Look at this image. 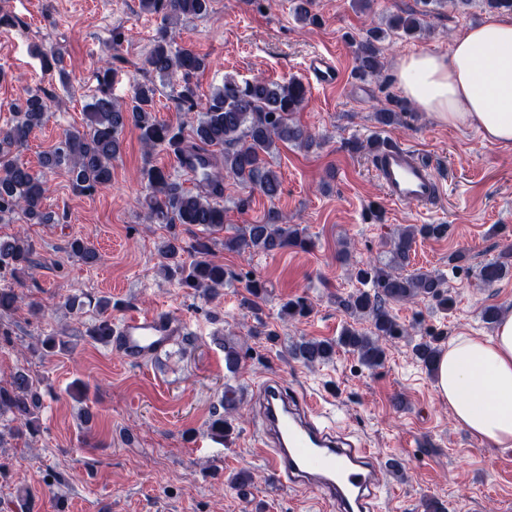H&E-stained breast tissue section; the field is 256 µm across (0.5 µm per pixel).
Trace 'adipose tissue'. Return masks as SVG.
<instances>
[{
  "label": "adipose tissue",
  "instance_id": "obj_1",
  "mask_svg": "<svg viewBox=\"0 0 512 512\" xmlns=\"http://www.w3.org/2000/svg\"><path fill=\"white\" fill-rule=\"evenodd\" d=\"M409 101L455 128L512 145V18L489 15L456 37L449 52L401 58ZM436 390L457 424L495 448H512V313L490 336L462 334L440 357Z\"/></svg>",
  "mask_w": 512,
  "mask_h": 512
}]
</instances>
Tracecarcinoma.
Wrapping results in <instances>:
<instances>
[{
    "instance_id": "cac0c4a2",
    "label": "carcinoma",
    "mask_w": 512,
    "mask_h": 512,
    "mask_svg": "<svg viewBox=\"0 0 512 512\" xmlns=\"http://www.w3.org/2000/svg\"><path fill=\"white\" fill-rule=\"evenodd\" d=\"M450 2L458 10L466 11L474 3L488 13L512 15V0H423L424 4L441 5ZM294 17L303 24H316L312 13L314 0H294ZM143 12H165L168 19L198 18L207 14L210 0H139ZM426 13L411 12L394 15L387 29L374 26L359 40L351 41L355 69L363 77H376L381 70L380 47L390 33L415 36L423 29ZM174 40L167 29L160 30L146 59L148 70L161 81L179 78L173 88V100L178 111L197 113L191 133L185 134L184 124L173 125L158 119L154 81L137 84L128 102L118 103L112 97L116 71L110 67L98 73V88L87 105L86 130L67 132L58 144L42 158V167H65L73 188L92 194L112 181V161L121 153V135L126 126L139 131V137L149 153L158 148L169 151L177 163L187 170L196 183L197 191L184 189L171 179L169 171L150 164L142 177L147 189L146 203L150 215L172 229L164 237L158 252L164 260L167 276L179 284L208 295L229 282L224 265L210 258L207 242L197 240L191 245L197 258L189 265L183 261L185 247L179 234L173 231L178 224L201 226L213 233L224 228V179L231 178L239 185L258 191L272 200L281 192L282 181L272 160L279 144L293 143L310 148L315 136L295 121L307 100V89L298 79L284 82L263 77L238 82L225 78L224 83L212 89L201 99L192 77L205 70L206 57L187 47H173ZM48 71H58L59 83L70 88L69 74L62 66L61 53L33 45ZM54 95L30 93L18 108L12 124L0 127V221L16 215L24 216L33 224H42L47 215L42 210L45 192L42 178L12 156V149L24 146L32 131L41 126ZM448 231L445 224L408 225L390 242V257L385 263H368L357 267L354 277L365 289H359L338 299V305L356 320H367L370 328L353 325L343 329L337 340L303 339L296 343L293 353L307 366L324 363L341 346L358 354L368 368L381 366L385 360L382 342L407 334V329L391 313L393 303L428 300L443 312L453 309L455 299L445 286L440 273H404L409 264L417 238H441ZM314 242L306 229L298 224H246L233 235L224 237V250L235 253L262 252L274 254L288 248L309 250ZM72 254L88 265L99 260L96 248L76 238L69 245ZM35 245L25 236L0 240V274L16 276L19 270L33 263ZM512 268V249L483 264L478 279L485 286L500 281ZM310 313V304L303 298L291 299L281 306V317L297 321ZM111 321L104 319L86 330L94 341L109 343L112 337ZM438 338L430 337L414 346V354L422 365L434 370L440 355ZM243 355L238 346L224 342V366L230 373L238 371ZM39 380L28 370L16 372L11 381L0 386V415H12L18 423L17 431L39 433L37 409L40 397ZM237 411L233 393L224 392V401L212 408L208 428L212 435L225 441L232 430L231 418Z\"/></svg>"
}]
</instances>
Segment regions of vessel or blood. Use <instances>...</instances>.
Instances as JSON below:
<instances>
[{
	"label": "vessel or blood",
	"instance_id": "1",
	"mask_svg": "<svg viewBox=\"0 0 512 512\" xmlns=\"http://www.w3.org/2000/svg\"><path fill=\"white\" fill-rule=\"evenodd\" d=\"M338 77L334 60L325 55H314L306 64L310 84L329 87ZM372 166L393 202L427 206L440 195L441 184L434 172L402 145H391L374 155ZM185 333V325L170 313H136L114 324L113 346L137 363ZM260 395L262 454L269 471L286 485L314 491L333 512H374L387 461L326 422L311 399L287 391L278 381H267Z\"/></svg>",
	"mask_w": 512,
	"mask_h": 512
}]
</instances>
